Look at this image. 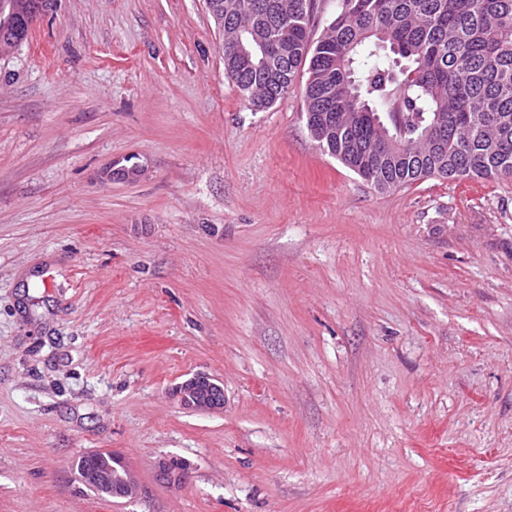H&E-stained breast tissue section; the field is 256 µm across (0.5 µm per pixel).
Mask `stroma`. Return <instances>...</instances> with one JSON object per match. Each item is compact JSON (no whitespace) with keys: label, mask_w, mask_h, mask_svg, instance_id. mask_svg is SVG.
Returning <instances> with one entry per match:
<instances>
[{"label":"stroma","mask_w":512,"mask_h":512,"mask_svg":"<svg viewBox=\"0 0 512 512\" xmlns=\"http://www.w3.org/2000/svg\"><path fill=\"white\" fill-rule=\"evenodd\" d=\"M304 83L253 110L206 0H55L0 54V512H512V178L377 191ZM176 396L184 408L214 412L224 407V389L205 374H196L176 388ZM96 463L98 467L90 463L89 467H87V469L83 471L82 482L92 492L104 498H112V487L109 483L103 482L100 484H94L90 486L89 484L101 482L107 478L106 474L101 470L112 471V465H116L117 468L121 469L123 464H125L124 458L122 457V455L118 453H112V451H99L96 456ZM157 472L160 479L172 484H182L188 479V470L183 465H177L173 458L162 459L158 462Z\"/></svg>","instance_id":"1"}]
</instances>
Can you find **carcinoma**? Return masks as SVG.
<instances>
[{
    "label": "carcinoma",
    "instance_id": "carcinoma-1",
    "mask_svg": "<svg viewBox=\"0 0 512 512\" xmlns=\"http://www.w3.org/2000/svg\"><path fill=\"white\" fill-rule=\"evenodd\" d=\"M224 71L259 109L306 69L304 114L322 150L380 191L426 177H512V0H338L317 41L314 0H210ZM282 38L265 65L236 46ZM371 64L355 75L356 64ZM336 114L337 122L322 116ZM101 470L125 464L100 451Z\"/></svg>",
    "mask_w": 512,
    "mask_h": 512
}]
</instances>
